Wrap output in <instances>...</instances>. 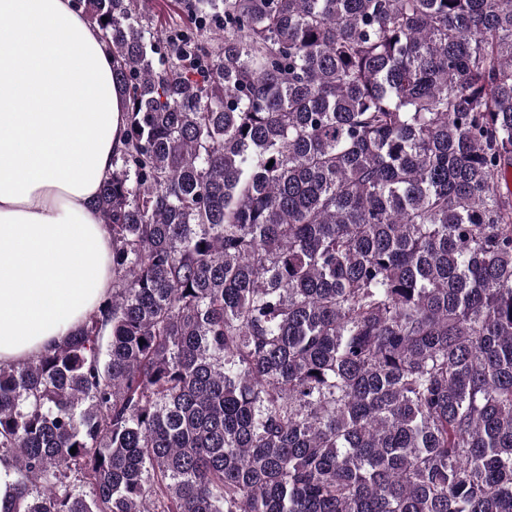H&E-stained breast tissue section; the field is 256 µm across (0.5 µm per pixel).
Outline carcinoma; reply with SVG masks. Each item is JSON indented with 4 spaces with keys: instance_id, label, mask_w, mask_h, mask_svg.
I'll return each mask as SVG.
<instances>
[{
    "instance_id": "cac0c4a2",
    "label": "carcinoma",
    "mask_w": 512,
    "mask_h": 512,
    "mask_svg": "<svg viewBox=\"0 0 512 512\" xmlns=\"http://www.w3.org/2000/svg\"><path fill=\"white\" fill-rule=\"evenodd\" d=\"M75 2L112 296L0 368L3 512H512V0ZM140 7L146 14L152 16L158 25L168 27L172 21L183 24L185 18L175 10L177 0H139ZM18 473L12 459L0 458V508L14 495Z\"/></svg>"
}]
</instances>
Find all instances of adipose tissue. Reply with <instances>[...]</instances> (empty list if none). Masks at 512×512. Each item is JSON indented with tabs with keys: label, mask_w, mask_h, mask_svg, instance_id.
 I'll use <instances>...</instances> for the list:
<instances>
[{
	"label": "adipose tissue",
	"mask_w": 512,
	"mask_h": 512,
	"mask_svg": "<svg viewBox=\"0 0 512 512\" xmlns=\"http://www.w3.org/2000/svg\"><path fill=\"white\" fill-rule=\"evenodd\" d=\"M0 367L62 344L112 294V236L94 205L125 105L101 32L73 0H0Z\"/></svg>",
	"instance_id": "1"
}]
</instances>
